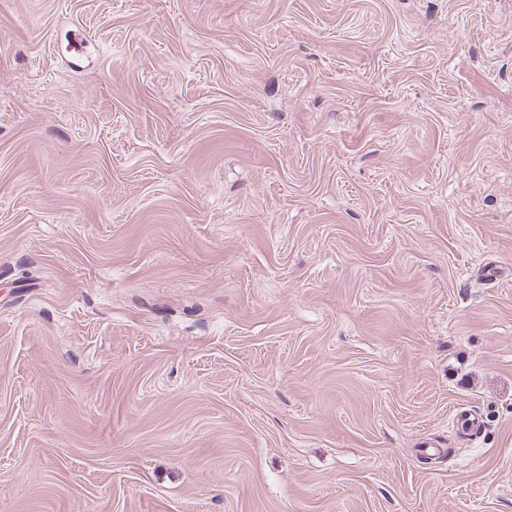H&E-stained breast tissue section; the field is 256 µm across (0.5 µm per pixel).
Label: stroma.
<instances>
[{
    "mask_svg": "<svg viewBox=\"0 0 512 512\" xmlns=\"http://www.w3.org/2000/svg\"><path fill=\"white\" fill-rule=\"evenodd\" d=\"M0 512H512V0H0Z\"/></svg>",
    "mask_w": 512,
    "mask_h": 512,
    "instance_id": "obj_1",
    "label": "stroma"
}]
</instances>
